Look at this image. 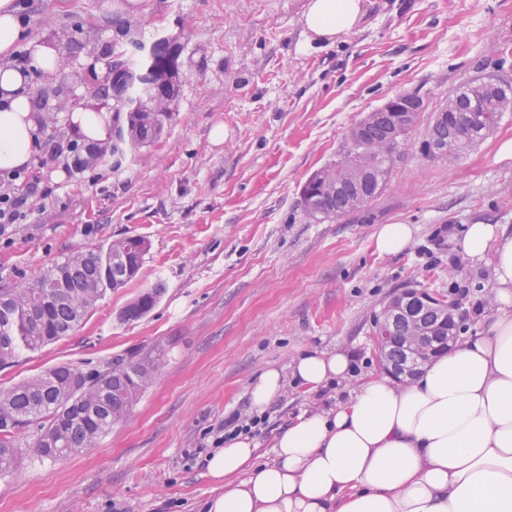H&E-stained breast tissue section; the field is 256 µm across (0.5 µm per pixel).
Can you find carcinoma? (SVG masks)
I'll return each mask as SVG.
<instances>
[{
    "label": "carcinoma",
    "mask_w": 512,
    "mask_h": 512,
    "mask_svg": "<svg viewBox=\"0 0 512 512\" xmlns=\"http://www.w3.org/2000/svg\"><path fill=\"white\" fill-rule=\"evenodd\" d=\"M142 48L137 37L106 46L113 57L123 58L126 71L113 75L112 85L95 84L94 92L112 95V105L127 100L157 97L163 100L147 121L129 116L128 136L123 145H112V155H124V148L145 147L164 131L171 115L173 93L147 89L129 80V72L140 65L136 51ZM454 103L443 121L433 119L427 138L437 144L456 139L458 156H463L491 135L503 112L489 111L484 102L463 86L449 92ZM395 114L377 109L370 113L360 137L349 135L344 158L371 172L360 185L354 177L336 169L325 172L323 186L315 188L314 206L321 217L337 218L355 210L354 197L361 193L373 200L386 187L399 147L389 141ZM149 243L143 237L125 236L112 240L105 249L78 251L55 263L32 282L0 289V367L10 364L25 351L70 335L82 324L98 300L111 290L124 288L137 275ZM66 276L64 295L52 296L55 275ZM164 293L156 284L141 290L120 311L123 322L148 314ZM438 306L426 309L422 323L397 320L391 327L393 343L388 357L395 364L405 362L401 339L421 329L431 332L440 323ZM163 355L156 351L132 349L112 357L103 368L80 369L62 364L48 371L0 389V472L17 464L24 456L40 460H61L93 448L114 424L138 401L142 391L157 375Z\"/></svg>",
    "instance_id": "carcinoma-1"
}]
</instances>
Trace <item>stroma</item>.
Returning a JSON list of instances; mask_svg holds the SVG:
<instances>
[{
    "mask_svg": "<svg viewBox=\"0 0 512 512\" xmlns=\"http://www.w3.org/2000/svg\"><path fill=\"white\" fill-rule=\"evenodd\" d=\"M31 38L71 65L48 80L32 70L27 91L85 87L127 0H17ZM308 0H143V44L181 34L185 62L163 136L71 174L39 152L31 170L46 195L26 223L0 233V288L34 280L54 263L112 239L150 242L137 278L108 291L70 336L0 368V387L61 364L88 369L133 348L162 350L164 364L124 421L96 447L63 460L22 458L0 475V512H201L214 488L205 463L225 417L249 413L250 387L266 369L288 382L267 409L259 462L313 398L291 382L300 352L338 349L355 377L378 371L372 320L405 286L459 299L462 335L483 330L492 309L490 258L470 260L471 224L512 233V112L463 160L423 154L431 109L450 90L494 75L512 82V0H366L348 36L301 50ZM403 92L425 96L388 186L365 208L310 219L301 189L343 153L351 128ZM224 128L212 142L213 126ZM406 224L409 245L379 254L375 233ZM165 291L143 318L122 308L142 289Z\"/></svg>",
    "mask_w": 512,
    "mask_h": 512,
    "instance_id": "obj_1",
    "label": "stroma"
}]
</instances>
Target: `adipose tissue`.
Listing matches in <instances>:
<instances>
[{"instance_id":"ef3b65f1","label":"adipose tissue","mask_w":512,"mask_h":512,"mask_svg":"<svg viewBox=\"0 0 512 512\" xmlns=\"http://www.w3.org/2000/svg\"><path fill=\"white\" fill-rule=\"evenodd\" d=\"M364 0H309L306 42L332 41L355 28ZM26 42L31 65L55 75L61 56L29 39L15 0H0V171L26 169L37 153L43 114L26 92L25 71L11 59ZM72 131L107 143L112 112L83 106ZM494 249L495 311L482 332L458 339L421 374L401 384L374 373L347 396L300 414L256 464L245 434L207 458L217 487L203 512H512V235L469 225L462 251ZM293 378L315 394L353 378L347 352L317 350L292 361Z\"/></svg>"}]
</instances>
